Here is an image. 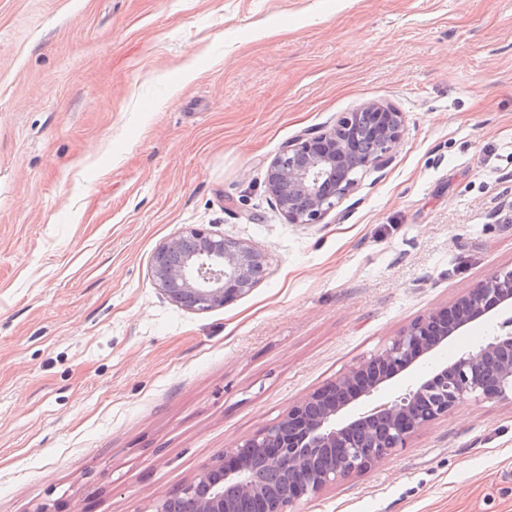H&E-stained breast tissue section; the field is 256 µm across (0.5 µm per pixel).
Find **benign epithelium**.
<instances>
[{
  "label": "benign epithelium",
  "instance_id": "1",
  "mask_svg": "<svg viewBox=\"0 0 512 512\" xmlns=\"http://www.w3.org/2000/svg\"><path fill=\"white\" fill-rule=\"evenodd\" d=\"M404 119L370 102L333 129L288 143L267 172V191L290 224H320L357 185L359 170L386 166ZM254 247L196 227L161 243L152 257L156 288L191 311H209L247 294L264 273ZM499 317L494 332L435 367L412 386L387 395L396 378L433 356L469 325ZM512 400V269H502L411 323L370 357L291 406L275 423L224 449L193 481L152 502L149 512H236L262 503L288 476L275 512L299 507L327 487L408 447L413 435L461 404Z\"/></svg>",
  "mask_w": 512,
  "mask_h": 512
}]
</instances>
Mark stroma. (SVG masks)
Instances as JSON below:
<instances>
[{"label":"stroma","instance_id":"stroma-1","mask_svg":"<svg viewBox=\"0 0 512 512\" xmlns=\"http://www.w3.org/2000/svg\"><path fill=\"white\" fill-rule=\"evenodd\" d=\"M372 101L391 163L288 223L271 161ZM188 226L266 277L175 306L150 267ZM510 267L512 0H0V512H147ZM303 512H512V401Z\"/></svg>","mask_w":512,"mask_h":512}]
</instances>
